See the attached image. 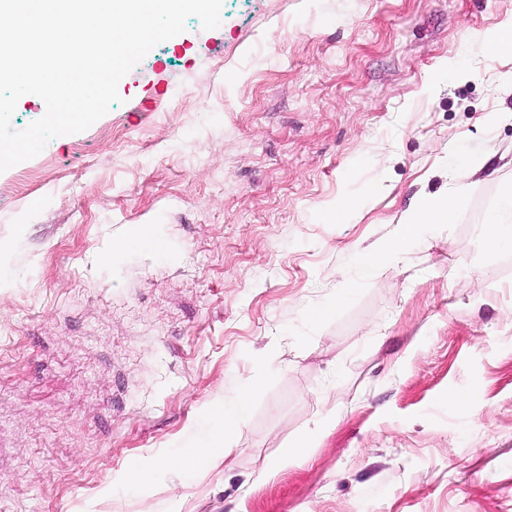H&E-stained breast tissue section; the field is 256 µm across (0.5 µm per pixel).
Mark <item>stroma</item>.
<instances>
[{
    "label": "stroma",
    "instance_id": "1",
    "mask_svg": "<svg viewBox=\"0 0 512 512\" xmlns=\"http://www.w3.org/2000/svg\"><path fill=\"white\" fill-rule=\"evenodd\" d=\"M510 22L512 0H223L0 173V512H512V226L488 223L512 56L487 55ZM459 182L458 222L395 249ZM257 385V381L249 384L246 389L238 396L235 403L231 406L224 405V409L220 410L219 416L224 426V444L219 445L209 443L204 448H213L224 459L228 457L232 448L228 443V436L235 430L244 415L249 409L251 393Z\"/></svg>",
    "mask_w": 512,
    "mask_h": 512
}]
</instances>
